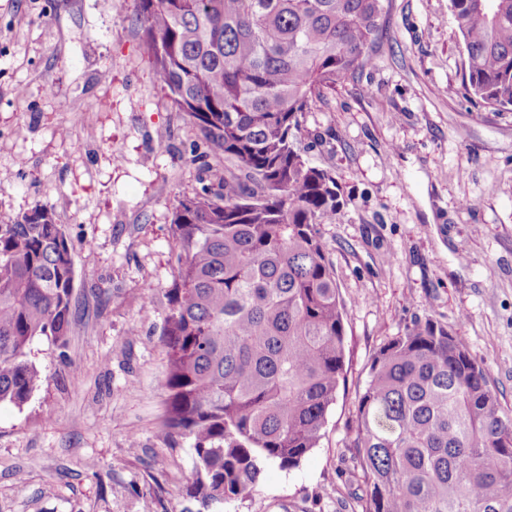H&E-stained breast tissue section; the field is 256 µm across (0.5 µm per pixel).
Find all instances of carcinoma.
<instances>
[{
    "mask_svg": "<svg viewBox=\"0 0 512 512\" xmlns=\"http://www.w3.org/2000/svg\"><path fill=\"white\" fill-rule=\"evenodd\" d=\"M470 92L512 107V0H450ZM158 86L224 157L177 201L165 305L163 427L193 442L192 487L224 502L262 465H299L323 437L345 367V320L318 225L335 180L295 145L311 103L372 59L383 0H138ZM74 266L54 212L0 221V402L41 381L40 337L66 343ZM348 448L352 512H512V417L489 376L431 322L372 358Z\"/></svg>",
    "mask_w": 512,
    "mask_h": 512,
    "instance_id": "obj_1",
    "label": "carcinoma"
}]
</instances>
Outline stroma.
I'll list each match as a JSON object with an SVG mask.
<instances>
[{
    "mask_svg": "<svg viewBox=\"0 0 512 512\" xmlns=\"http://www.w3.org/2000/svg\"><path fill=\"white\" fill-rule=\"evenodd\" d=\"M138 0H0V214L53 209L72 246L68 344L36 339L42 380L0 404V512H350L347 447L370 358L428 322L456 336L512 416V110L463 79L450 0H385L372 62L301 117L335 180L319 226L346 321V382L297 468L249 494L190 497L191 439L161 426L162 288L178 198L224 175L140 49ZM53 87L46 95L45 87ZM153 297L149 314L128 297Z\"/></svg>",
    "mask_w": 512,
    "mask_h": 512,
    "instance_id": "35a3bbf8",
    "label": "stroma"
}]
</instances>
